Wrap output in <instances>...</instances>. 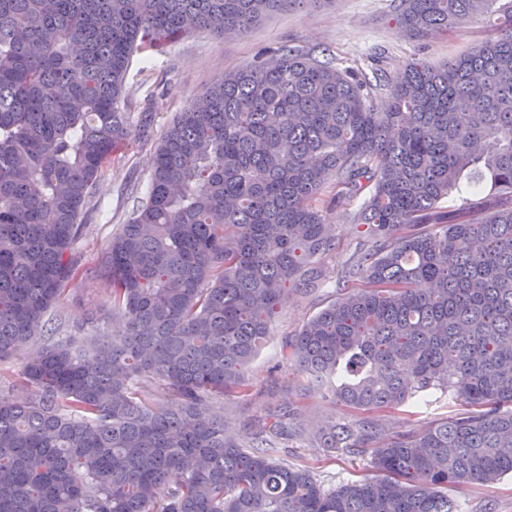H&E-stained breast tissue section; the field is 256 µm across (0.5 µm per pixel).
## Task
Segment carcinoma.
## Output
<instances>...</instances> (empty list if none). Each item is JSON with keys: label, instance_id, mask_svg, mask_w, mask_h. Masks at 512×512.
Instances as JSON below:
<instances>
[{"label": "carcinoma", "instance_id": "obj_1", "mask_svg": "<svg viewBox=\"0 0 512 512\" xmlns=\"http://www.w3.org/2000/svg\"><path fill=\"white\" fill-rule=\"evenodd\" d=\"M306 0H0V360L34 343L0 400V512H459L450 485L512 473V0H398L415 37L478 16L494 35L394 78L292 45L224 74L176 114L148 195L101 257L116 336L49 341L72 250L112 154L134 53L196 31L244 37ZM390 89L385 112L370 91ZM505 196L432 219L463 177ZM363 198V243L336 300L283 357L350 410L314 437L372 448L427 394L464 407L396 435L381 476L325 490L276 459L301 419L278 409L245 450L198 401L246 387L283 297L317 287L335 248L321 206ZM162 382L175 405L143 385Z\"/></svg>", "mask_w": 512, "mask_h": 512}]
</instances>
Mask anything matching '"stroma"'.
<instances>
[{"mask_svg": "<svg viewBox=\"0 0 512 512\" xmlns=\"http://www.w3.org/2000/svg\"><path fill=\"white\" fill-rule=\"evenodd\" d=\"M488 34V20L464 21L445 33L415 38L401 32L394 20L392 0H307L303 7L271 14L241 39L224 40L196 32L175 40L162 51L135 53L125 81L121 106L130 114L152 107L148 138L112 155L86 207L87 228L74 246L80 276L64 300L52 311L57 336H87L94 331L119 330L113 320L108 294L98 276L99 262L113 234L127 223L150 183L155 148L176 112L203 94L225 72L250 65L265 47L297 45L322 60L366 73H400L419 60L439 66L479 44ZM362 206L353 201L326 212L336 226V247L317 255L325 273L320 288L292 292L273 319L269 335L245 370L247 387L205 398L202 410L223 416L229 432L242 446L253 442L259 421L277 407L296 406L302 411L303 436L280 441L279 456L289 464L312 467L326 489L375 478L374 451L331 452L317 447L312 438L323 422L349 420L348 410L336 404L330 385L302 373L282 356L286 338L294 336L337 295L336 282L352 261L359 233L354 221ZM455 400L434 395L422 407L406 406L386 419L387 435L420 432L433 422L454 416ZM448 495L461 512H512V474L484 485H452Z\"/></svg>", "mask_w": 512, "mask_h": 512, "instance_id": "stroma-1", "label": "stroma"}]
</instances>
